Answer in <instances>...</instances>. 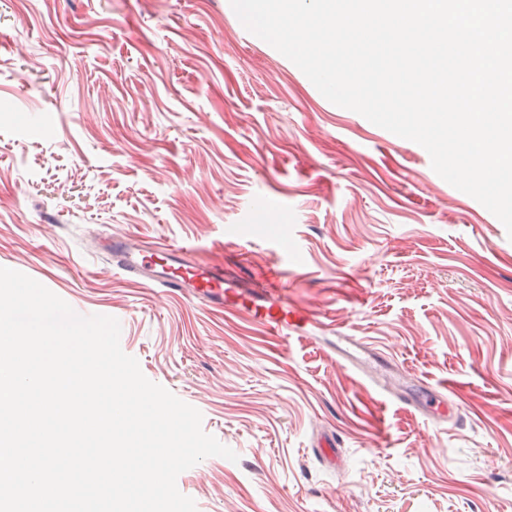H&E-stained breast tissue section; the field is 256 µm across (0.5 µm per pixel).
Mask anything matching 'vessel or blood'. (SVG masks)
I'll use <instances>...</instances> for the list:
<instances>
[{
	"label": "vessel or blood",
	"instance_id": "1",
	"mask_svg": "<svg viewBox=\"0 0 512 512\" xmlns=\"http://www.w3.org/2000/svg\"><path fill=\"white\" fill-rule=\"evenodd\" d=\"M194 252L191 246H159L130 235L112 236L100 248L112 268L128 278L174 295L201 299L214 310L245 315L281 338L305 337L313 317L289 297L284 275L272 274L266 287L250 288L225 274L222 264L193 261ZM347 342V349L340 352L341 358L382 375L396 402L417 408L428 416H450L448 401L436 388L423 380L404 378L395 364L384 356L358 358V351L365 348L364 342L352 336Z\"/></svg>",
	"mask_w": 512,
	"mask_h": 512
}]
</instances>
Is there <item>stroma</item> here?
<instances>
[{
  "instance_id": "1",
  "label": "stroma",
  "mask_w": 512,
  "mask_h": 512,
  "mask_svg": "<svg viewBox=\"0 0 512 512\" xmlns=\"http://www.w3.org/2000/svg\"><path fill=\"white\" fill-rule=\"evenodd\" d=\"M114 233L252 284L287 270L322 321L284 343L132 281L97 250ZM0 266L117 318L142 373L238 454L178 476L197 512H512V240L229 0H0ZM341 331L456 382V418L337 364Z\"/></svg>"
}]
</instances>
